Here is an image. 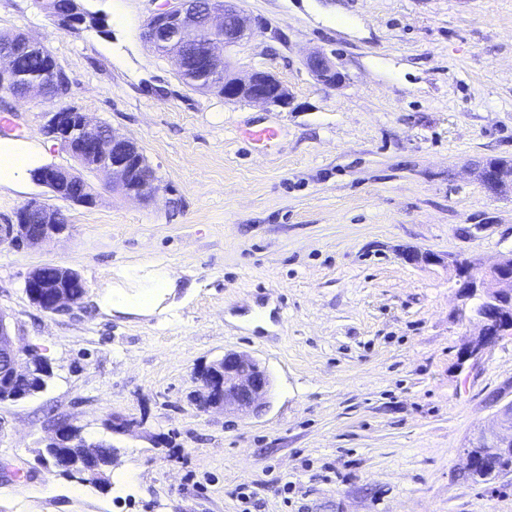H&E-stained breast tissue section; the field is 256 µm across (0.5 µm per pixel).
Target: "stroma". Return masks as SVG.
<instances>
[{
  "label": "stroma",
  "instance_id": "1",
  "mask_svg": "<svg viewBox=\"0 0 512 512\" xmlns=\"http://www.w3.org/2000/svg\"><path fill=\"white\" fill-rule=\"evenodd\" d=\"M104 29L74 36L37 0H0V34L44 39L70 101L133 140L160 192L140 201L85 173L96 203L69 205L68 235L0 243V310L21 347L51 361L35 396L0 403V512H512V473L467 475V446L512 400V336L478 361L462 312L459 255L492 266L512 250V189L478 179L512 159V0H238L250 36L230 72L286 87L271 109L188 87L143 38L152 0H83ZM344 76L306 67L314 53ZM41 101L0 110V141L74 166L43 133ZM273 126L255 144L246 131ZM31 176L0 180V222L31 199ZM441 256L412 265L410 251ZM44 264L86 295L63 315L23 288ZM176 286L149 315L107 311L156 270ZM227 352L268 370L257 415L201 410L196 372ZM113 436L110 485L42 459L63 423ZM306 65L316 79L324 85L336 86L344 79V76L336 70L332 61L324 54L311 55L308 57Z\"/></svg>",
  "mask_w": 512,
  "mask_h": 512
}]
</instances>
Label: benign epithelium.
<instances>
[{"instance_id":"benign-epithelium-1","label":"benign epithelium","mask_w":512,"mask_h":512,"mask_svg":"<svg viewBox=\"0 0 512 512\" xmlns=\"http://www.w3.org/2000/svg\"><path fill=\"white\" fill-rule=\"evenodd\" d=\"M42 8L50 16L72 9L75 29L71 35L83 31L86 18L92 13L81 8L76 0H41ZM218 31L221 36L207 43V62L215 69L224 67L219 46H234L248 34L249 21L236 5V0H224V5L212 2L209 10L197 7L196 0H162L157 9L147 18L144 35L152 44L166 45L167 55L183 68L182 53L173 47L196 31L198 22ZM19 56L13 49L0 52V94L5 92L8 82L19 69ZM308 70L324 85L336 86L344 76L325 55L316 53L306 61ZM70 83L66 71L53 63L50 72L41 83L26 86V95L35 96L47 105L45 111V134L60 145L75 159H79L94 172H104L111 185L124 188L127 195L147 200L160 191L152 177L144 176L145 166L133 153L136 144L114 131L105 132L100 123H93L86 113L68 103L70 94L45 95L46 84ZM224 98L261 103L268 107L288 106L287 89L270 72L256 70L246 79L224 77ZM72 180L69 168L50 164L44 168L38 184L48 188L59 200L81 206L94 204L95 197H63L59 193L62 185ZM486 187L499 191L512 185V165L495 166L480 174ZM70 218L62 209L33 199L18 209L13 219L0 223V243L32 247L60 237L69 232ZM451 263L458 267L459 293L465 300H476L470 308L473 319L481 324V330L462 352L463 361L477 359L487 348L495 344L500 336L512 332V250L500 255L498 261L487 271L479 273L470 266L460 265V259ZM54 274L60 280H69L76 272L55 265H43L33 269L25 280V294L33 305L49 313H59L77 304L68 288H52L46 292L38 287L43 277ZM500 324L494 335L488 332V324ZM50 368L46 358L34 350L22 349L16 344V336L7 322V315L0 313V378L10 383L28 380L34 362ZM199 391L197 404L200 408L234 410L248 414L260 409L272 389L270 374L261 363L244 353H226L200 369L197 376ZM512 432V401L497 412L496 425L480 432L476 447L484 449L483 459L493 462L499 456L512 452V436L506 438L503 431ZM77 444L83 448H108L106 440L92 441L80 427L65 423L56 431L49 446L59 452Z\"/></svg>"}]
</instances>
